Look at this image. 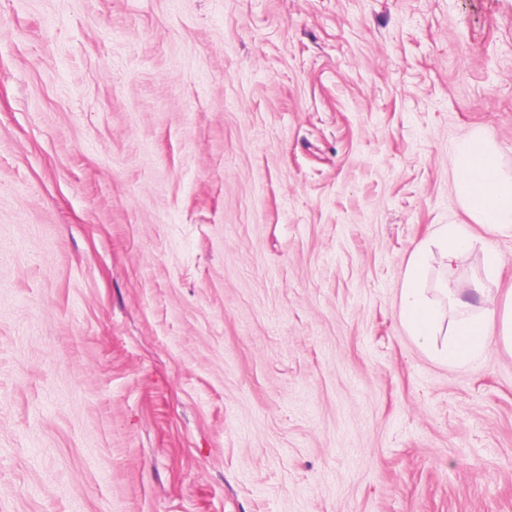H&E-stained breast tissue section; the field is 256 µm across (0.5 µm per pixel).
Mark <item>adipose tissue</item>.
<instances>
[{
  "label": "adipose tissue",
  "instance_id": "obj_1",
  "mask_svg": "<svg viewBox=\"0 0 512 512\" xmlns=\"http://www.w3.org/2000/svg\"><path fill=\"white\" fill-rule=\"evenodd\" d=\"M455 165L457 194L473 223L481 227L485 241L512 236V178L501 174L488 139L479 133L469 136ZM469 226L434 228L411 255L400 298V316L410 335L433 345L441 361L456 366L468 364L493 346L512 351V297L499 299L477 283L465 292L446 289L448 304L442 307L422 287L431 252H439L451 267L471 248Z\"/></svg>",
  "mask_w": 512,
  "mask_h": 512
}]
</instances>
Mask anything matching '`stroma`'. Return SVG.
<instances>
[{
  "instance_id": "obj_1",
  "label": "stroma",
  "mask_w": 512,
  "mask_h": 512,
  "mask_svg": "<svg viewBox=\"0 0 512 512\" xmlns=\"http://www.w3.org/2000/svg\"><path fill=\"white\" fill-rule=\"evenodd\" d=\"M512 176V0H0V512H512V352L400 317ZM456 191L472 219L479 224L488 247L484 255L485 274L492 278L503 263L491 241L512 236V178L501 174L488 139L475 133L460 147L455 160Z\"/></svg>"
}]
</instances>
